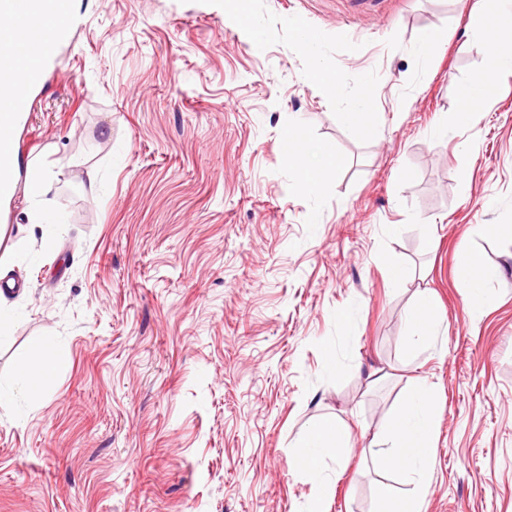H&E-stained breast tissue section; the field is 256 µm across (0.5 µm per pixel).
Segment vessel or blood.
<instances>
[{
  "instance_id": "vessel-or-blood-1",
  "label": "vessel or blood",
  "mask_w": 512,
  "mask_h": 512,
  "mask_svg": "<svg viewBox=\"0 0 512 512\" xmlns=\"http://www.w3.org/2000/svg\"><path fill=\"white\" fill-rule=\"evenodd\" d=\"M38 15L55 20L57 36L43 33L34 22ZM0 17L8 22L0 29V41L10 48L9 53L0 55V71L15 77L14 82L0 85V192H6L12 187L14 126L19 114L29 107L21 88L40 81L43 65L55 53L57 37L69 29L71 18L68 0H0Z\"/></svg>"
}]
</instances>
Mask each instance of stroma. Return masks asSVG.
<instances>
[{"mask_svg": "<svg viewBox=\"0 0 512 512\" xmlns=\"http://www.w3.org/2000/svg\"><path fill=\"white\" fill-rule=\"evenodd\" d=\"M479 4L69 0L0 204V271L28 288L0 333V512H303L317 487L290 446L324 415L353 445L330 512H378L405 481L361 450L418 377L421 512H512V73L455 123L486 73L463 44ZM366 100L370 136L341 120ZM292 120L339 161L319 194L284 156ZM33 163L56 177L29 236ZM471 251L492 273L477 305ZM422 291L443 323L411 362ZM40 337L68 361L31 396L15 377ZM459 278L476 300H482L487 292V278L483 258L480 254L470 252L459 268Z\"/></svg>", "mask_w": 512, "mask_h": 512, "instance_id": "obj_1", "label": "stroma"}]
</instances>
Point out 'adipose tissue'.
I'll list each match as a JSON object with an SVG mask.
<instances>
[{
  "instance_id": "ef3b65f1",
  "label": "adipose tissue",
  "mask_w": 512,
  "mask_h": 512,
  "mask_svg": "<svg viewBox=\"0 0 512 512\" xmlns=\"http://www.w3.org/2000/svg\"><path fill=\"white\" fill-rule=\"evenodd\" d=\"M470 31L475 42L487 48V72L484 82H494L496 74L512 71V28L502 27L497 11L483 6L471 14ZM408 344L413 354L430 348L435 342L441 319L427 294H419L407 313ZM67 355L52 339H38L31 352V366L18 378L30 394L38 392L48 373L65 364ZM435 438L434 399L425 379H416L405 398L374 432L362 454L387 470L403 472L411 488L400 493L384 488L380 512H419L418 503L429 488V471ZM351 451L350 428L337 416L313 421L295 443V467L299 474L318 486L305 512H328L331 477L325 472L326 460L343 461Z\"/></svg>"
}]
</instances>
